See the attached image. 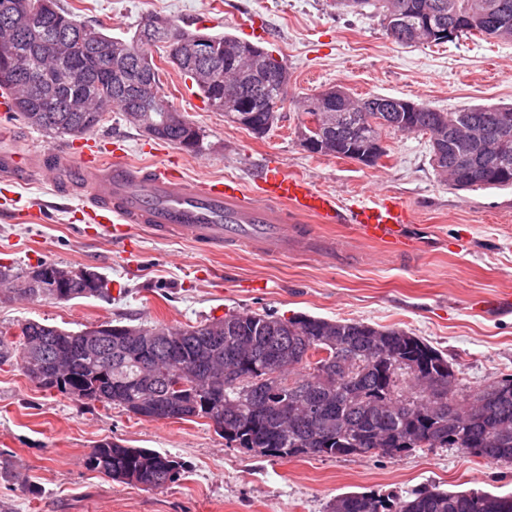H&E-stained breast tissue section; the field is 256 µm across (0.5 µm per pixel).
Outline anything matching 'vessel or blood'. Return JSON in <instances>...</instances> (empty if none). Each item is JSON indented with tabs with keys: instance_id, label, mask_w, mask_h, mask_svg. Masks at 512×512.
<instances>
[{
	"instance_id": "vessel-or-blood-1",
	"label": "vessel or blood",
	"mask_w": 512,
	"mask_h": 512,
	"mask_svg": "<svg viewBox=\"0 0 512 512\" xmlns=\"http://www.w3.org/2000/svg\"><path fill=\"white\" fill-rule=\"evenodd\" d=\"M0 173L14 181L34 176L76 196L96 234L117 242L143 227L156 238H184L210 250L245 244L269 255L335 251V243L298 234L288 222L293 213L322 224H350L370 242L413 249L404 237L410 217L397 200H361L347 208L336 195L277 166L264 169L251 191L235 177L188 178L166 165L135 167L119 155L108 161L99 141L87 138L46 156L0 151Z\"/></svg>"
}]
</instances>
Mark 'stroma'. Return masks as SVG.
Segmentation results:
<instances>
[{
    "label": "stroma",
    "instance_id": "stroma-1",
    "mask_svg": "<svg viewBox=\"0 0 512 512\" xmlns=\"http://www.w3.org/2000/svg\"><path fill=\"white\" fill-rule=\"evenodd\" d=\"M81 23L115 37L132 36L142 18L159 15L184 29L230 33L257 43L289 74L281 118L258 137L213 111L190 79L154 52L163 93L203 136L191 153L154 140L107 113L100 134L124 142L128 161L174 158L185 175L240 178L279 161L342 203L391 197L409 210L415 257L359 238L348 224L305 223L344 252L270 257L247 247L212 252L179 240L133 232L135 255L85 233L79 201L38 180L16 186L0 177V265L27 270L53 262L102 277L108 293L70 301L0 299V331L37 321L80 331L104 321L130 326L198 325L237 312L280 318L310 315L401 328L439 349L460 379L458 396L512 375V313L497 299L512 293V186L458 190L431 165L429 134L388 131L382 162L309 153L296 133L298 103L340 85L357 97L389 96L441 112L512 104V41L462 36L441 45L393 41L379 0L345 11L338 0H59ZM0 149L47 152L71 144L15 112ZM21 195L30 214L11 215L5 201ZM150 448L186 465L179 480L146 491L112 481L86 465L101 441ZM439 487L512 495V463H486L457 448H417L400 456L278 459L229 446L206 419L145 420L119 408L47 391L17 363L0 365V512H327L346 493L405 497Z\"/></svg>",
    "mask_w": 512,
    "mask_h": 512
}]
</instances>
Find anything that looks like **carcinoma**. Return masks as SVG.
Returning <instances> with one entry per match:
<instances>
[{"mask_svg":"<svg viewBox=\"0 0 512 512\" xmlns=\"http://www.w3.org/2000/svg\"><path fill=\"white\" fill-rule=\"evenodd\" d=\"M0 0V64L15 63L13 90L28 89L33 102L47 99L56 111L44 113L35 128L55 136H78L98 128L103 110L115 104L128 123L156 140L183 143L199 152L203 137L186 119L163 124L173 105L156 88L148 99L130 102L123 92L127 84L149 75L159 83V67L152 48L170 45L154 39L144 42L139 32L127 39L134 55L114 67L103 59L99 48L110 46L114 37L102 28L77 23L61 8L41 16L32 24L5 19ZM384 14H400V24L390 37L407 43V35L429 25L452 27L455 36L479 35L512 41V0H383ZM212 56L229 70L259 45L230 34H209ZM64 45L57 55L47 44ZM265 82L262 98L285 100L288 90L275 77L257 76ZM106 89L93 94L97 112H64L68 96L80 89ZM395 124L371 125L360 112H346L330 131L333 155L358 159L369 147L382 141L385 131L428 132L435 125L455 130L477 125L487 136V147H471V167L458 171L456 188H486L512 185V106H473L458 112H439L420 106L418 112H392ZM432 166L444 180L457 168V145L449 141L431 150ZM0 282L12 298L53 297L51 282L28 277L25 271L0 266ZM104 281L92 273L90 280L78 278L65 288L64 300L100 295ZM233 331L224 332L219 348L205 346L212 322L171 327L158 324L146 328L152 341L124 352L117 340L128 326H111L112 345H103L96 362L84 356L87 330L68 331L36 321L21 325L19 340L10 341L0 332V364L17 359L30 364V379L45 390L69 395L84 392V399L118 406L149 420L194 418L209 420L226 443L248 452L288 459L304 456L344 457L355 454L394 457L415 448H459L492 463L512 462V377L490 384L481 407L458 402L456 370L442 353L399 328H377L357 320H329L310 315L278 318L269 314L232 313L225 316ZM31 336L47 345L28 355L23 339ZM171 336L180 337V348L172 351ZM66 349L69 373L58 375L51 363L55 343ZM285 356L284 365L272 371L269 359ZM204 356L214 359L204 371L185 377L188 386L169 390L164 374L149 376L144 369L168 362L185 365ZM446 363L444 387L435 401L411 372L422 365L439 372ZM222 376L218 385L224 398L208 400L201 388ZM90 470L123 484L145 490L163 489L179 479L184 462L150 448H131L102 441L87 457ZM329 512H512V496L490 492L424 489L390 503L367 493H349L334 499Z\"/></svg>","mask_w":512,"mask_h":512,"instance_id":"obj_1","label":"carcinoma"}]
</instances>
